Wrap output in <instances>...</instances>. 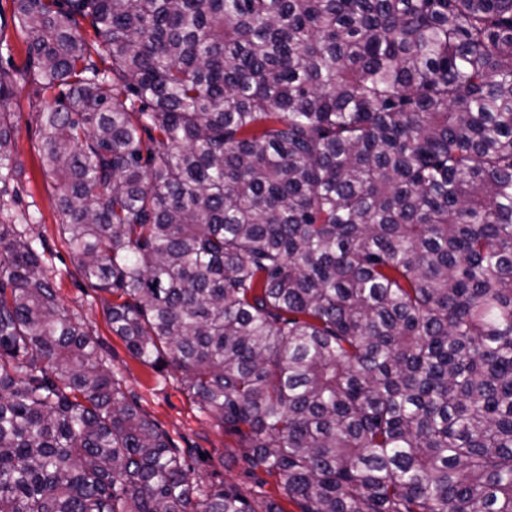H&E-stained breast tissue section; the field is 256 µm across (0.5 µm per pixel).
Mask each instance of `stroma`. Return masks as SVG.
<instances>
[{"label": "stroma", "mask_w": 512, "mask_h": 512, "mask_svg": "<svg viewBox=\"0 0 512 512\" xmlns=\"http://www.w3.org/2000/svg\"><path fill=\"white\" fill-rule=\"evenodd\" d=\"M35 87L25 83L14 89L15 114L12 160L22 172L16 209L33 214L29 233L41 241L42 262L53 278L59 301L72 310L82 330L93 334L100 353L127 394L180 451L190 453L206 482L225 483L243 495L262 496L277 502L286 497L280 483L263 473L248 475L235 437L222 424L201 413L188 397L181 377L173 370L156 371L134 358L125 342L113 334L106 315V293L92 288L76 271V260L60 230V214L52 183L40 168L36 113L51 97H36Z\"/></svg>", "instance_id": "1"}]
</instances>
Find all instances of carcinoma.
Returning <instances> with one entry per match:
<instances>
[{"label":"carcinoma","instance_id":"1","mask_svg":"<svg viewBox=\"0 0 512 512\" xmlns=\"http://www.w3.org/2000/svg\"><path fill=\"white\" fill-rule=\"evenodd\" d=\"M12 2L0 217L32 81L132 355L297 512H512V0ZM0 512H287L198 481L4 223Z\"/></svg>","mask_w":512,"mask_h":512}]
</instances>
